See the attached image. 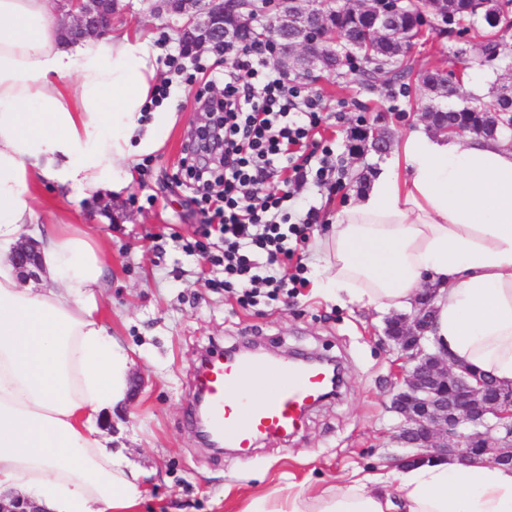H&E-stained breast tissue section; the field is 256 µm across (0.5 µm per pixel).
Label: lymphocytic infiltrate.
Here are the masks:
<instances>
[{
  "instance_id": "f902f5d3",
  "label": "lymphocytic infiltrate",
  "mask_w": 512,
  "mask_h": 512,
  "mask_svg": "<svg viewBox=\"0 0 512 512\" xmlns=\"http://www.w3.org/2000/svg\"><path fill=\"white\" fill-rule=\"evenodd\" d=\"M269 50L261 42L225 44L224 70L206 79L213 92L200 102L212 125L196 134L197 142L219 151L221 171L213 177L199 165L197 142L182 160L186 177L198 184L195 203L202 216L197 241L185 248L202 251L204 239L218 235L224 242L223 285L241 288L247 300L259 284L277 294L300 283L297 249L319 214L310 208L293 217L285 205L306 185H326L331 155L317 139L323 121L318 100L301 98L294 105L299 89L271 66ZM276 172L285 175L279 195L264 190Z\"/></svg>"
}]
</instances>
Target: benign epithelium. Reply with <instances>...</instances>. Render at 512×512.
Instances as JSON below:
<instances>
[{
	"instance_id": "obj_1",
	"label": "benign epithelium",
	"mask_w": 512,
	"mask_h": 512,
	"mask_svg": "<svg viewBox=\"0 0 512 512\" xmlns=\"http://www.w3.org/2000/svg\"><path fill=\"white\" fill-rule=\"evenodd\" d=\"M67 21L65 30H76L81 39H97L112 24L110 0H60ZM269 0L275 38L273 56L280 69L305 76L323 66L324 49L330 45L319 34L330 28L325 0ZM449 0H428L418 27L429 17L450 13ZM365 21L371 34L382 38L393 32L402 37L406 51L413 39L403 35L394 17L384 13L376 0H366ZM151 12L188 17L180 29L183 40L198 50L222 49L239 41L238 26L252 25L251 0H153ZM11 261L23 279L37 277L34 247L21 243ZM435 289L424 288L409 313L386 318L385 341L400 354L402 365L389 383L392 412L400 419L392 441L412 452L396 462H419L458 457L486 460L512 469V387H505L480 372L457 366L448 352L434 349L430 333L434 322ZM0 512H44L35 502L21 496L0 495Z\"/></svg>"
}]
</instances>
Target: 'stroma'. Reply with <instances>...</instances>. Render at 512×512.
Here are the masks:
<instances>
[{"instance_id":"1","label":"stroma","mask_w":512,"mask_h":512,"mask_svg":"<svg viewBox=\"0 0 512 512\" xmlns=\"http://www.w3.org/2000/svg\"><path fill=\"white\" fill-rule=\"evenodd\" d=\"M114 23L152 34L162 54L182 48L175 19L151 13L145 0H117ZM433 18L413 56L424 67L447 68L461 41L442 34ZM463 75L482 72L480 87L464 84L471 96H488L492 87L512 83V31L501 39L494 63L467 61ZM170 85L169 103L177 121L165 145L145 162V170L122 196L78 198L49 185L37 204L41 223L64 218L81 224L107 248L111 286L104 298L105 324L134 363L135 390L109 411L104 421L126 458L149 475V495L140 512H243L254 496L293 484L319 491L348 483L356 473L391 463L399 450L391 442L397 420L389 411L385 379L395 355L384 343L387 311L342 303L315 283L323 262L314 240L336 211L360 195L348 178L334 190L309 188L303 196L319 212L312 238L303 247L307 281L286 297L272 300L259 288L251 303H240L241 289L221 288L224 268L215 263L224 245L211 238L207 255L185 254L168 235L176 228L192 236L199 220L190 214L192 191L180 159L187 135L205 125L195 104L199 84L161 67ZM410 89L390 84L386 73L367 83H349L321 72L304 82L328 114L321 135L331 144L341 169L374 174L384 162L372 151L350 156V128H389L401 144L421 127L419 102L428 92L418 79ZM247 343L282 355L319 354L344 368L338 396L312 408L299 430L285 440L261 441L250 459L208 448L195 418V369L201 354Z\"/></svg>"}]
</instances>
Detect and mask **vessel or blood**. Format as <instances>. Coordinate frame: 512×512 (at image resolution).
Instances as JSON below:
<instances>
[{"label":"vessel or blood","mask_w":512,"mask_h":512,"mask_svg":"<svg viewBox=\"0 0 512 512\" xmlns=\"http://www.w3.org/2000/svg\"><path fill=\"white\" fill-rule=\"evenodd\" d=\"M250 373L274 391L259 402L237 403L234 392ZM328 384L329 377L319 366L220 351L197 376L198 387L206 393L212 431L223 438L225 447L236 449L245 458L258 441L285 438L297 431Z\"/></svg>","instance_id":"vessel-or-blood-1"}]
</instances>
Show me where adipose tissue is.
<instances>
[{
    "label": "adipose tissue",
    "instance_id": "1",
    "mask_svg": "<svg viewBox=\"0 0 512 512\" xmlns=\"http://www.w3.org/2000/svg\"><path fill=\"white\" fill-rule=\"evenodd\" d=\"M151 36L110 27L63 38L50 0H0V490L45 512H135L141 476L99 424L128 392L130 357L103 323L106 256L75 224H42L45 182L72 195L126 193L177 114L155 104ZM40 248L44 288L10 256ZM322 288L410 308L436 290L435 344L512 386V145L418 130L317 242ZM244 512H512V470L436 461L370 471L318 494L292 486Z\"/></svg>",
    "mask_w": 512,
    "mask_h": 512
}]
</instances>
